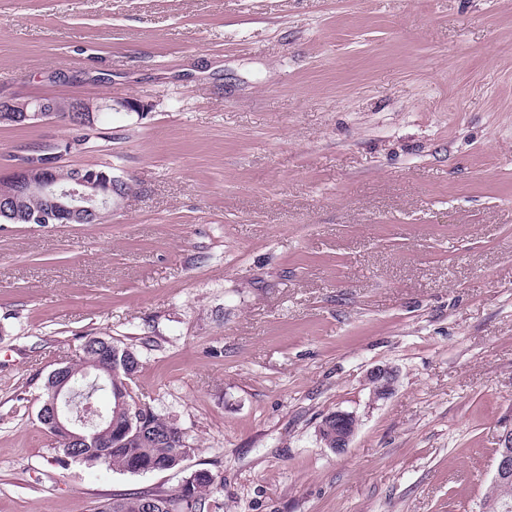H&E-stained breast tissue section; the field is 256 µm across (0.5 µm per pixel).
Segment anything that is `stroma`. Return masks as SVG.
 <instances>
[{
    "instance_id": "35a3bbf8",
    "label": "stroma",
    "mask_w": 512,
    "mask_h": 512,
    "mask_svg": "<svg viewBox=\"0 0 512 512\" xmlns=\"http://www.w3.org/2000/svg\"><path fill=\"white\" fill-rule=\"evenodd\" d=\"M1 94L148 110L61 160L131 184L107 222L0 224V512L196 469L218 512H476L512 442V0H0ZM67 134L0 126V170ZM90 335L181 468L55 462L44 385ZM70 102L72 104V112H83L86 119L92 123L91 128L95 127V122H99L100 113H102L100 111L104 107H109L112 110H125L127 112H144L146 110L145 104L130 98L111 99L108 102L102 103L94 99L71 98ZM368 383L374 399H385L394 390L397 382L395 372L388 367H376L368 374ZM356 419V417L349 412L335 411L326 415L323 421H330L336 423V432L331 438L325 440L328 444L326 447H330L337 454L344 453L349 448L350 442L353 438L356 428L351 427L350 421ZM352 428V431H351ZM328 447V448H329Z\"/></svg>"
}]
</instances>
